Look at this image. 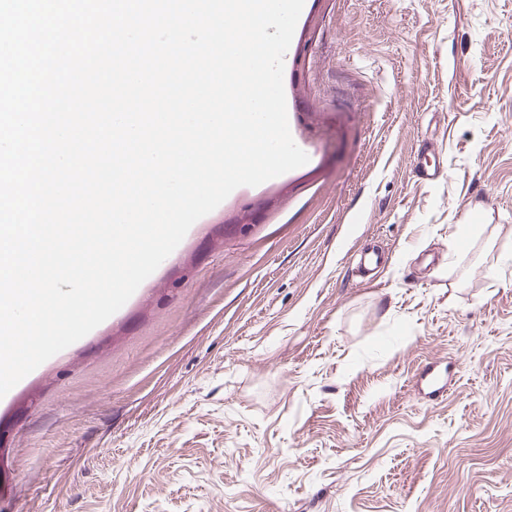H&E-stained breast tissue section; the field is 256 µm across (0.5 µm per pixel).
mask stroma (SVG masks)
<instances>
[{
	"label": "stroma",
	"mask_w": 512,
	"mask_h": 512,
	"mask_svg": "<svg viewBox=\"0 0 512 512\" xmlns=\"http://www.w3.org/2000/svg\"><path fill=\"white\" fill-rule=\"evenodd\" d=\"M301 17L308 163L35 369L0 416V512H512V0Z\"/></svg>",
	"instance_id": "35a3bbf8"
}]
</instances>
